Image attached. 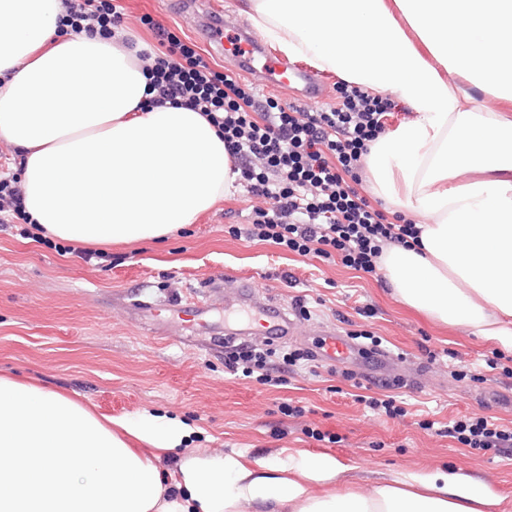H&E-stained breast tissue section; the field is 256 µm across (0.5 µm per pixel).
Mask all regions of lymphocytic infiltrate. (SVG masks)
<instances>
[{"instance_id":"lymphocytic-infiltrate-1","label":"lymphocytic infiltrate","mask_w":512,"mask_h":512,"mask_svg":"<svg viewBox=\"0 0 512 512\" xmlns=\"http://www.w3.org/2000/svg\"><path fill=\"white\" fill-rule=\"evenodd\" d=\"M122 20L116 0H70L59 28L77 35L92 21L108 38ZM141 22L161 46L139 54L149 64V104L201 112L223 136L241 186L257 201L251 224L230 227V234L337 259L370 275L385 247L418 245L415 224L387 215L362 192V158L385 131L390 97L340 82L336 104L316 112L270 97L261 101L252 84L216 70L170 28L147 14ZM447 433L474 451L512 448V429L485 416L452 420Z\"/></svg>"}]
</instances>
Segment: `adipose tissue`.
<instances>
[{
  "label": "adipose tissue",
  "instance_id": "obj_1",
  "mask_svg": "<svg viewBox=\"0 0 512 512\" xmlns=\"http://www.w3.org/2000/svg\"><path fill=\"white\" fill-rule=\"evenodd\" d=\"M69 0H0V137L24 162L34 224L85 245L155 241L194 223L238 177L200 112L143 109L148 79L121 38L65 35ZM290 57L416 116L364 158L374 195L420 217V248L385 249L406 305L512 351V0H247ZM191 431L145 411L100 415L46 384L0 377V512H481L500 503L458 472L322 494L330 456L247 463L200 450L175 479L160 456Z\"/></svg>",
  "mask_w": 512,
  "mask_h": 512
}]
</instances>
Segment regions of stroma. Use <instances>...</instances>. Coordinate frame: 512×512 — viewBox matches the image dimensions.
<instances>
[{"mask_svg":"<svg viewBox=\"0 0 512 512\" xmlns=\"http://www.w3.org/2000/svg\"><path fill=\"white\" fill-rule=\"evenodd\" d=\"M243 2L201 0L188 11L178 0H120L124 29L145 46L156 43L139 21L148 13L233 73L236 58L209 43L199 23L215 17L251 27ZM252 205L233 189L166 240L113 244L105 259L89 262L64 253L56 238H23L22 225L1 229L0 376L48 384L107 415L148 410L181 419L193 430L190 441L158 462L171 473L197 448L260 461L329 455L344 466L328 483L339 492L458 469L502 496L495 512H512V450L472 451L438 432L471 413L512 428V405L501 399L512 395V362L496 359L498 344L406 306L386 280L234 238L229 226L249 223ZM240 278L256 302L294 313L292 336L272 340L247 331V316L236 310ZM176 300L207 309L206 331L151 314V305ZM328 325L344 335L362 330L380 338L389 364L318 358L283 365L279 388L231 375L225 366L240 345L315 351ZM226 335L233 343H223ZM361 385L373 396H397L407 416L390 419L366 408L356 398ZM285 402L302 415H284ZM310 429L339 441L309 438Z\"/></svg>","mask_w":512,"mask_h":512,"instance_id":"stroma-1","label":"stroma"}]
</instances>
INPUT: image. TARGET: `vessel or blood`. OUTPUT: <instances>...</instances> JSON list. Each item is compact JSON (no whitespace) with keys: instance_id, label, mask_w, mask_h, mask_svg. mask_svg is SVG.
I'll list each match as a JSON object with an SVG mask.
<instances>
[{"instance_id":"vessel-or-blood-1","label":"vessel or blood","mask_w":512,"mask_h":512,"mask_svg":"<svg viewBox=\"0 0 512 512\" xmlns=\"http://www.w3.org/2000/svg\"><path fill=\"white\" fill-rule=\"evenodd\" d=\"M208 32L216 43L232 46L243 72L250 75L264 74L268 84L272 86L302 85L303 91L298 98L302 104L317 101L323 96L324 86L318 79L283 59L268 56L253 39L245 35L243 29L226 31L221 24L214 23ZM258 314L264 321L267 335L274 338L286 335L294 325L289 312L271 305L259 309ZM320 349L321 358L332 363L345 359L358 360L362 357L361 348L338 334L332 327L324 328Z\"/></svg>"}]
</instances>
